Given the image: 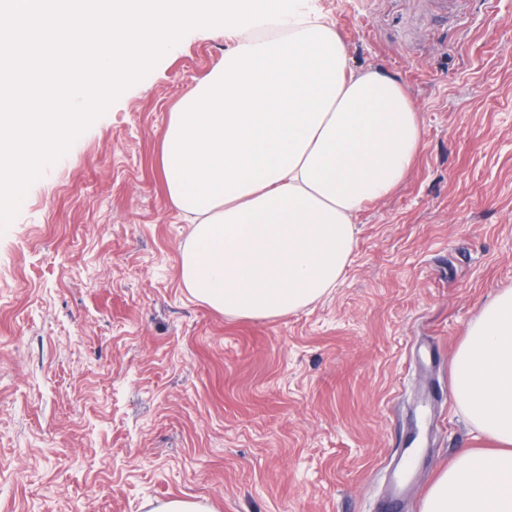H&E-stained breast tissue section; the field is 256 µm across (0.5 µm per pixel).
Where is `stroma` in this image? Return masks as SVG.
<instances>
[{"label": "stroma", "instance_id": "35a3bbf8", "mask_svg": "<svg viewBox=\"0 0 512 512\" xmlns=\"http://www.w3.org/2000/svg\"><path fill=\"white\" fill-rule=\"evenodd\" d=\"M430 0H315L350 64L398 80L423 146L357 215L342 281L284 317L218 313L178 275L191 227L165 198L161 135L224 58L194 29L153 59L0 212V512H420L488 447L450 365L512 289V0L459 27ZM420 458L386 508L403 448ZM212 505L206 500L170 498L157 500L149 504L148 512H213Z\"/></svg>", "mask_w": 512, "mask_h": 512}]
</instances>
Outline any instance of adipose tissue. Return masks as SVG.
<instances>
[{
  "label": "adipose tissue",
  "instance_id": "adipose-tissue-1",
  "mask_svg": "<svg viewBox=\"0 0 512 512\" xmlns=\"http://www.w3.org/2000/svg\"><path fill=\"white\" fill-rule=\"evenodd\" d=\"M266 25L269 36H251ZM193 27L236 45L171 113L161 137L167 201L191 224L179 278L227 316L283 317L336 288L354 219L387 196L422 148L404 86L355 71L309 0H0V209L155 55ZM53 33L74 61L32 70L26 42ZM455 398L493 440L442 471L421 512H512V289L468 325Z\"/></svg>",
  "mask_w": 512,
  "mask_h": 512
}]
</instances>
